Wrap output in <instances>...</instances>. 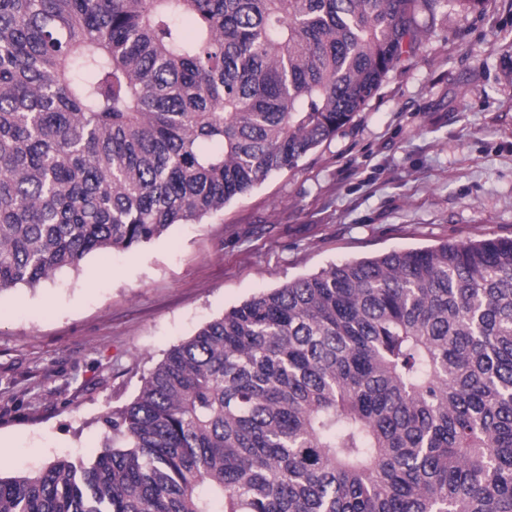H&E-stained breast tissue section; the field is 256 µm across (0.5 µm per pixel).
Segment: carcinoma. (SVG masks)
<instances>
[{
	"label": "carcinoma",
	"mask_w": 512,
	"mask_h": 512,
	"mask_svg": "<svg viewBox=\"0 0 512 512\" xmlns=\"http://www.w3.org/2000/svg\"><path fill=\"white\" fill-rule=\"evenodd\" d=\"M448 0H0V293L198 223L362 110ZM0 512H512V238L335 264L171 348Z\"/></svg>",
	"instance_id": "obj_1"
}]
</instances>
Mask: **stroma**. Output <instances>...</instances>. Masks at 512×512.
I'll return each mask as SVG.
<instances>
[{
    "label": "stroma",
    "instance_id": "1",
    "mask_svg": "<svg viewBox=\"0 0 512 512\" xmlns=\"http://www.w3.org/2000/svg\"><path fill=\"white\" fill-rule=\"evenodd\" d=\"M419 24L420 47L296 168L201 223L0 293V473L92 462L105 413L255 295L394 250L512 238V0H448Z\"/></svg>",
    "mask_w": 512,
    "mask_h": 512
}]
</instances>
